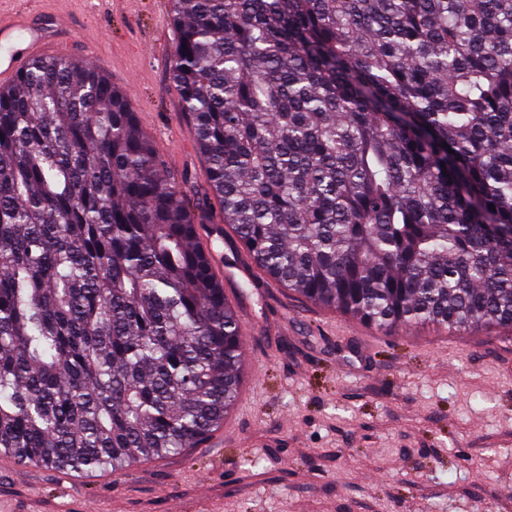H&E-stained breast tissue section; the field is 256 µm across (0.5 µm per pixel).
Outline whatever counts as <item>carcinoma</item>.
I'll return each mask as SVG.
<instances>
[{"label": "carcinoma", "instance_id": "cac0c4a2", "mask_svg": "<svg viewBox=\"0 0 512 512\" xmlns=\"http://www.w3.org/2000/svg\"><path fill=\"white\" fill-rule=\"evenodd\" d=\"M172 14L196 198L94 63L0 88V455L21 465L121 473L201 447L234 407L242 322L199 232L214 205L313 304L386 333L512 324V0Z\"/></svg>", "mask_w": 512, "mask_h": 512}]
</instances>
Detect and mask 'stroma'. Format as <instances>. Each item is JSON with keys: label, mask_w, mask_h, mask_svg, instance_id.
<instances>
[{"label": "stroma", "mask_w": 512, "mask_h": 512, "mask_svg": "<svg viewBox=\"0 0 512 512\" xmlns=\"http://www.w3.org/2000/svg\"><path fill=\"white\" fill-rule=\"evenodd\" d=\"M107 61L188 194L207 164L169 78L171 0H17ZM245 379L214 440L86 475L0 455V512H512V327L393 334L267 281H225Z\"/></svg>", "instance_id": "obj_1"}]
</instances>
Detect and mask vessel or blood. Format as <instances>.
<instances>
[{
    "label": "vessel or blood",
    "mask_w": 512,
    "mask_h": 512,
    "mask_svg": "<svg viewBox=\"0 0 512 512\" xmlns=\"http://www.w3.org/2000/svg\"><path fill=\"white\" fill-rule=\"evenodd\" d=\"M64 48V42L33 27L28 13L0 16V84L15 80L20 56L49 58L62 53Z\"/></svg>",
    "instance_id": "vessel-or-blood-1"
}]
</instances>
